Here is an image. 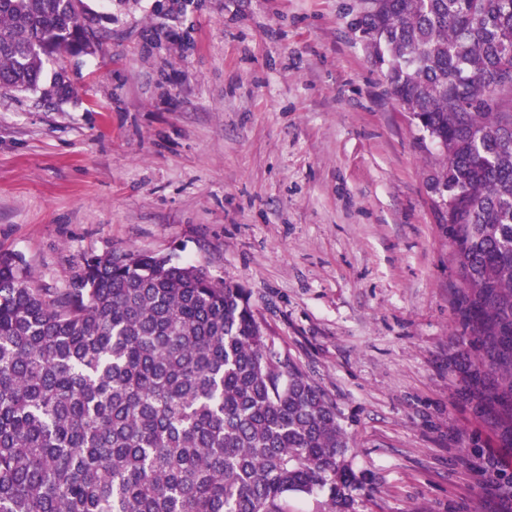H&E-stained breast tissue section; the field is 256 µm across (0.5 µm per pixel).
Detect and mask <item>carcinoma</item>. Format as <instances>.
Instances as JSON below:
<instances>
[{
	"label": "carcinoma",
	"instance_id": "carcinoma-1",
	"mask_svg": "<svg viewBox=\"0 0 512 512\" xmlns=\"http://www.w3.org/2000/svg\"><path fill=\"white\" fill-rule=\"evenodd\" d=\"M371 63L421 140L451 225L465 319L512 432V0H372ZM72 0H0V89L95 42ZM327 392L277 350L248 292L173 255H88L40 288L0 252V512L348 509ZM323 498L306 495H295L288 498V512H332L329 505L321 503Z\"/></svg>",
	"mask_w": 512,
	"mask_h": 512
}]
</instances>
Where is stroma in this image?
<instances>
[{"label": "stroma", "instance_id": "35a3bbf8", "mask_svg": "<svg viewBox=\"0 0 512 512\" xmlns=\"http://www.w3.org/2000/svg\"><path fill=\"white\" fill-rule=\"evenodd\" d=\"M360 6L83 0L97 51L0 92V250L42 288L128 250L246 288L336 404L347 512H512L486 479L512 475V434L483 398L440 154L370 63Z\"/></svg>", "mask_w": 512, "mask_h": 512}]
</instances>
